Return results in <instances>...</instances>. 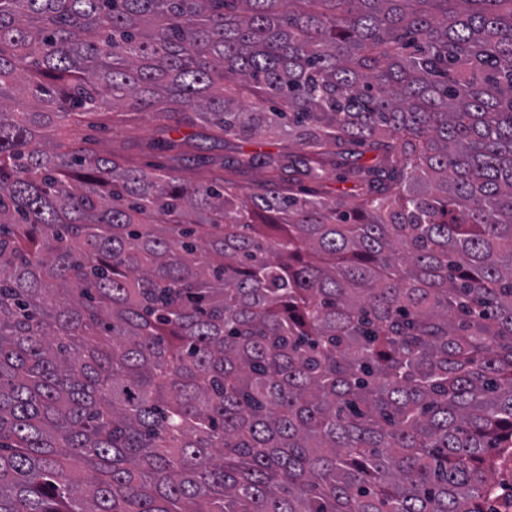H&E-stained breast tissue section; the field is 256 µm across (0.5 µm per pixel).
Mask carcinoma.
<instances>
[{"mask_svg": "<svg viewBox=\"0 0 512 512\" xmlns=\"http://www.w3.org/2000/svg\"><path fill=\"white\" fill-rule=\"evenodd\" d=\"M156 107L264 177L77 134ZM504 454L512 0H0V512H484ZM329 177L322 184H316L304 179V185L312 188L323 198L333 200L343 191L350 187L349 183H340L336 181L337 172L333 166H328Z\"/></svg>", "mask_w": 512, "mask_h": 512, "instance_id": "obj_1", "label": "carcinoma"}]
</instances>
